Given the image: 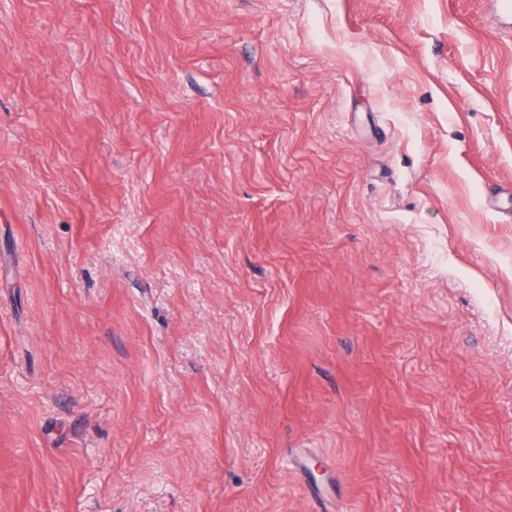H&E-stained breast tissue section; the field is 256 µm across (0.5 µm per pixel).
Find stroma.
Instances as JSON below:
<instances>
[{"mask_svg": "<svg viewBox=\"0 0 512 512\" xmlns=\"http://www.w3.org/2000/svg\"><path fill=\"white\" fill-rule=\"evenodd\" d=\"M497 0H0V512H512Z\"/></svg>", "mask_w": 512, "mask_h": 512, "instance_id": "35a3bbf8", "label": "stroma"}]
</instances>
